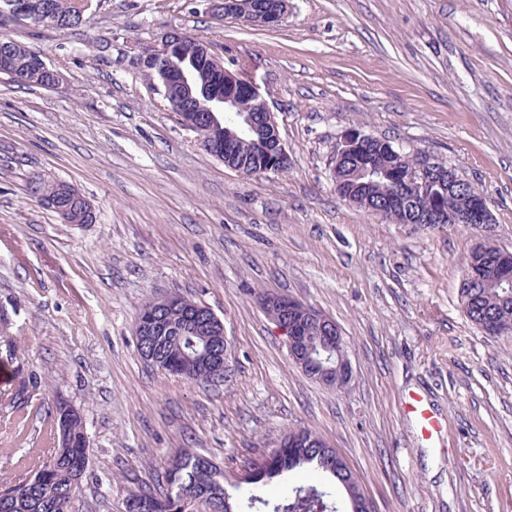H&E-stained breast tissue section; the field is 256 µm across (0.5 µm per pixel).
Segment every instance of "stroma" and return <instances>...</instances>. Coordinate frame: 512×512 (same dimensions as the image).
Segmentation results:
<instances>
[{"instance_id": "stroma-1", "label": "stroma", "mask_w": 512, "mask_h": 512, "mask_svg": "<svg viewBox=\"0 0 512 512\" xmlns=\"http://www.w3.org/2000/svg\"><path fill=\"white\" fill-rule=\"evenodd\" d=\"M172 28L258 87L287 173L224 166L143 76ZM7 32L62 80L0 75L1 476L24 478L17 460L45 447L62 397L90 437L71 512H124L182 448L238 472L297 425L347 460L373 512H512V337L485 335L459 297L475 243L512 251V0H289L273 28L209 0H91L77 27ZM351 129L446 159L492 226L393 224L343 201L332 166ZM36 179L77 188L92 223H63ZM262 292L336 321L348 392L295 367ZM175 294L223 321L224 383L140 357V309ZM413 392L442 423L434 442L404 409Z\"/></svg>"}]
</instances>
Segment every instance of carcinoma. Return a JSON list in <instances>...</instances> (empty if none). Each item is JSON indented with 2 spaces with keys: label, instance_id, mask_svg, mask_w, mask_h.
I'll use <instances>...</instances> for the list:
<instances>
[{
  "label": "carcinoma",
  "instance_id": "1",
  "mask_svg": "<svg viewBox=\"0 0 512 512\" xmlns=\"http://www.w3.org/2000/svg\"><path fill=\"white\" fill-rule=\"evenodd\" d=\"M46 3L65 20L82 19L86 7L85 0H31L36 11ZM17 66L20 82L49 85L51 74L28 64L25 54L17 55ZM210 78V72L203 69L197 72L196 84L191 88L171 86V96L182 103L179 116L196 118L190 107L192 97ZM225 150L248 176L268 171L270 160L254 143L227 142ZM439 163L441 170L427 173L415 184L411 172L429 168L430 156L369 136L358 148L343 154L336 190L350 204L395 224H421L427 213L437 216V224H452L456 214L472 208V198L465 187H448V177L458 178L460 174L447 161L441 159ZM59 186V182L41 186V199L52 209L70 203V199L58 192ZM460 297L466 317L472 323L478 326L493 318L500 324L498 335L512 336V288L486 280L461 288ZM194 305L195 302L182 296H171L161 319L179 332L151 336L147 347L159 361V368L184 372L199 383L211 384L215 361L204 352L220 350L222 346L214 337L197 331ZM48 419L54 452L44 460L31 448L21 457L20 463L28 469L29 476L0 484V512H68L75 490L87 472L86 426L80 414L71 411L64 401L56 403L55 409L48 412ZM296 470L328 474L346 494L360 481L356 473L344 476L336 472L319 448L275 449L241 500L236 496L239 487L224 481V470L209 458L184 449L168 460L155 485L138 490L126 500L125 512H183L180 496L185 493L197 500L202 512H232L244 502L250 508L257 504L270 505L272 512H307L318 502L322 506L320 512H329L331 488L293 484L291 474Z\"/></svg>",
  "mask_w": 512,
  "mask_h": 512
}]
</instances>
